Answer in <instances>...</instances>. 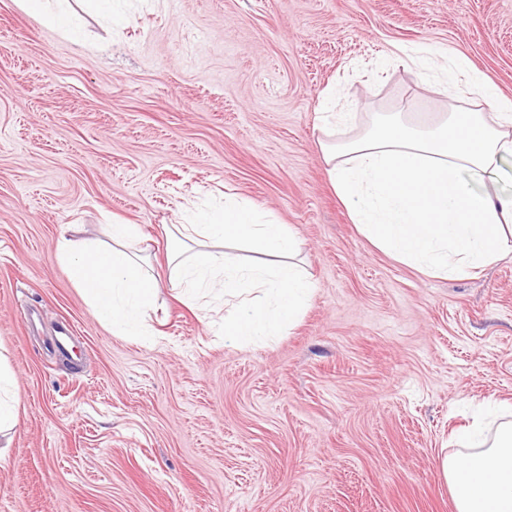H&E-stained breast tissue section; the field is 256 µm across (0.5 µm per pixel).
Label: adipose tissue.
Listing matches in <instances>:
<instances>
[{"instance_id":"obj_1","label":"adipose tissue","mask_w":512,"mask_h":512,"mask_svg":"<svg viewBox=\"0 0 512 512\" xmlns=\"http://www.w3.org/2000/svg\"><path fill=\"white\" fill-rule=\"evenodd\" d=\"M433 92L447 96L464 83L482 109L449 99L424 115L414 103L385 114L368 132L325 146L328 174L353 223L395 259L437 277L464 275L512 254V193H491L486 175L512 159V99L461 55L443 56ZM174 225L165 258L168 280L194 300L220 291L240 300L224 321L225 335L243 345L269 340L303 313L316 284L294 258L300 242L283 224L259 222L234 200L220 215L186 209ZM107 242L58 240V255L113 334L147 335L145 316L157 281L139 246L140 228L113 222ZM254 243L268 262L246 265L227 244ZM470 451L442 456L440 469L456 512H512V421L486 437L483 421L469 434Z\"/></svg>"}]
</instances>
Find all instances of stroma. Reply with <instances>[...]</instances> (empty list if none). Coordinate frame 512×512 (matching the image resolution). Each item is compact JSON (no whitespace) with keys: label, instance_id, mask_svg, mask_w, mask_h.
Wrapping results in <instances>:
<instances>
[{"label":"stroma","instance_id":"obj_1","mask_svg":"<svg viewBox=\"0 0 512 512\" xmlns=\"http://www.w3.org/2000/svg\"><path fill=\"white\" fill-rule=\"evenodd\" d=\"M79 32L0 0V361L20 394L0 512H456L439 460L512 405V256L432 277L376 248L328 176L320 100L359 127L446 97L400 47L466 56L512 99V0H70ZM302 241L317 284L273 341L181 301L165 227L225 196ZM141 225L163 340L116 336L62 226Z\"/></svg>","mask_w":512,"mask_h":512}]
</instances>
